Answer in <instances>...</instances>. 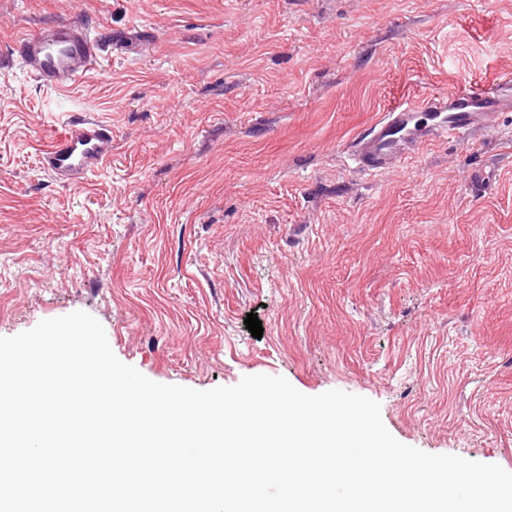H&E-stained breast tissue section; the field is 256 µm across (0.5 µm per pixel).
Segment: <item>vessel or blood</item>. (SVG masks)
Segmentation results:
<instances>
[{
    "instance_id": "1",
    "label": "vessel or blood",
    "mask_w": 512,
    "mask_h": 512,
    "mask_svg": "<svg viewBox=\"0 0 512 512\" xmlns=\"http://www.w3.org/2000/svg\"><path fill=\"white\" fill-rule=\"evenodd\" d=\"M106 48L82 24H56L27 38L20 63L40 84L65 88L100 68ZM438 114L420 128L418 113ZM512 112V77L458 88L448 96H407L390 104L380 119L352 144L360 169L373 171L401 161L444 136L466 139L486 126L494 113ZM112 158V128L90 118L68 122L42 149V159L57 178L82 187L88 172Z\"/></svg>"
}]
</instances>
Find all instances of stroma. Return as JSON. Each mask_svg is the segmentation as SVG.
I'll return each instance as SVG.
<instances>
[{
    "instance_id": "obj_1",
    "label": "stroma",
    "mask_w": 512,
    "mask_h": 512,
    "mask_svg": "<svg viewBox=\"0 0 512 512\" xmlns=\"http://www.w3.org/2000/svg\"><path fill=\"white\" fill-rule=\"evenodd\" d=\"M59 22L110 59L60 91L0 69V336L81 310L152 381L338 389L512 471V112L349 158L395 98L512 75V0H0V58ZM76 114L112 126L82 189L39 158Z\"/></svg>"
}]
</instances>
